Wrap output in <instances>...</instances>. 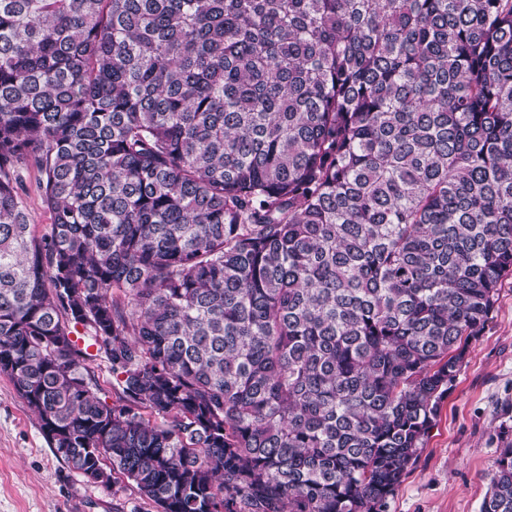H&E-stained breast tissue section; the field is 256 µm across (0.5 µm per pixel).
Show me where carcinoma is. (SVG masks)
Here are the masks:
<instances>
[{"label":"carcinoma","mask_w":512,"mask_h":512,"mask_svg":"<svg viewBox=\"0 0 512 512\" xmlns=\"http://www.w3.org/2000/svg\"><path fill=\"white\" fill-rule=\"evenodd\" d=\"M509 275L512 0H0V375L87 481L387 512ZM39 173L35 168H30L24 173L25 182L28 188L27 203L30 209L34 230L41 236L48 234L51 230L50 218L48 211L43 207L38 189ZM94 390L98 397L108 404H112L119 396V388L115 379L112 377V371L109 364L98 360L93 369Z\"/></svg>","instance_id":"1"}]
</instances>
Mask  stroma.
<instances>
[{"label": "stroma", "instance_id": "obj_1", "mask_svg": "<svg viewBox=\"0 0 512 512\" xmlns=\"http://www.w3.org/2000/svg\"><path fill=\"white\" fill-rule=\"evenodd\" d=\"M512 440V277L444 400L387 512H480L489 473ZM0 512H157L133 484L104 486L69 470L38 418L0 375Z\"/></svg>", "mask_w": 512, "mask_h": 512}]
</instances>
